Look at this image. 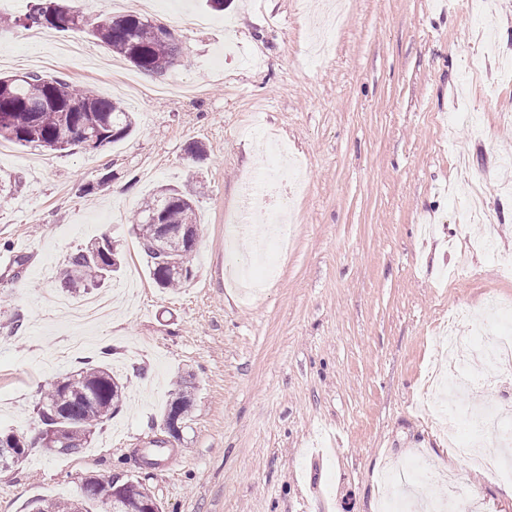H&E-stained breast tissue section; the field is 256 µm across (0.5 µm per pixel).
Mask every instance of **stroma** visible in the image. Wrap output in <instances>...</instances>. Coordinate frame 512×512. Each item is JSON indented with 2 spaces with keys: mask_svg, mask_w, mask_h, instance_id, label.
<instances>
[{
  "mask_svg": "<svg viewBox=\"0 0 512 512\" xmlns=\"http://www.w3.org/2000/svg\"><path fill=\"white\" fill-rule=\"evenodd\" d=\"M322 0H97L89 19L140 11L171 31L182 63L160 73L128 61L84 31L100 63L54 76L122 101L135 131L102 151L12 145L0 172V430L38 438L46 382L111 347L127 377L120 412L89 448L30 449L0 468V512H29L38 498L69 499L88 476L141 481L163 512H380V478L423 456L480 491L478 512H512V488L448 452L420 411L435 366L436 328L493 332L489 297L512 301L500 257L512 254V85L497 81L512 58V0H346L336 51L306 53L308 16ZM209 17L201 28L196 16ZM276 131L303 165L287 248L266 244L274 269L245 298L226 263L251 255L225 233L244 181L278 168L244 125ZM204 149L188 157L190 144ZM486 185L493 244L468 247V181ZM196 190L195 275L176 290L149 274L130 217L150 193ZM108 236L136 279L111 316L87 325L47 304L63 296L57 270L76 249ZM194 391L179 437L165 428L177 382ZM162 466H143L156 441Z\"/></svg>",
  "mask_w": 512,
  "mask_h": 512,
  "instance_id": "1",
  "label": "stroma"
}]
</instances>
